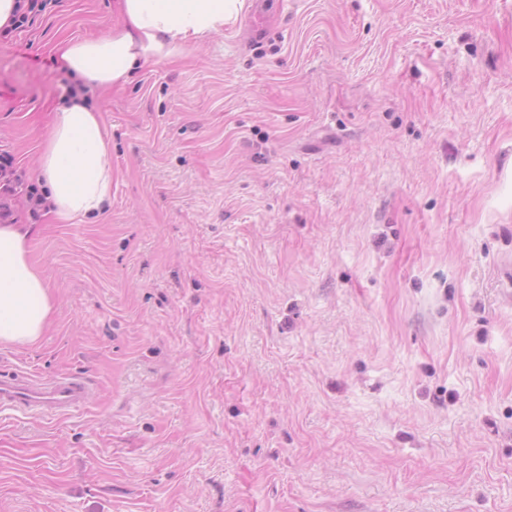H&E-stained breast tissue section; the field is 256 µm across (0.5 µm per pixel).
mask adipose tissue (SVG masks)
Returning <instances> with one entry per match:
<instances>
[{
    "instance_id": "adipose-tissue-1",
    "label": "adipose tissue",
    "mask_w": 512,
    "mask_h": 512,
    "mask_svg": "<svg viewBox=\"0 0 512 512\" xmlns=\"http://www.w3.org/2000/svg\"><path fill=\"white\" fill-rule=\"evenodd\" d=\"M245 0H118L119 18L95 38L61 49L65 68L84 84L113 88L235 24ZM111 144L99 112L73 98L54 112L35 172L61 223L94 221L112 203ZM30 229L0 225V344L30 345L53 310L49 285L29 259Z\"/></svg>"
}]
</instances>
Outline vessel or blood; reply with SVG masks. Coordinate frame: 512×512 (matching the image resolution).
<instances>
[{"instance_id":"vessel-or-blood-1","label":"vessel or blood","mask_w":512,"mask_h":512,"mask_svg":"<svg viewBox=\"0 0 512 512\" xmlns=\"http://www.w3.org/2000/svg\"><path fill=\"white\" fill-rule=\"evenodd\" d=\"M89 383L80 375L65 374L51 380H38L0 374V410L41 412L57 415L82 406Z\"/></svg>"}]
</instances>
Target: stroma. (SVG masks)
Masks as SVG:
<instances>
[{
	"label": "stroma",
	"mask_w": 512,
	"mask_h": 512,
	"mask_svg": "<svg viewBox=\"0 0 512 512\" xmlns=\"http://www.w3.org/2000/svg\"><path fill=\"white\" fill-rule=\"evenodd\" d=\"M112 4L0 42L26 183L75 88L112 142L101 220L0 194L54 300L0 371L92 386L0 411V512H512V0H247L80 87Z\"/></svg>",
	"instance_id": "stroma-1"
}]
</instances>
